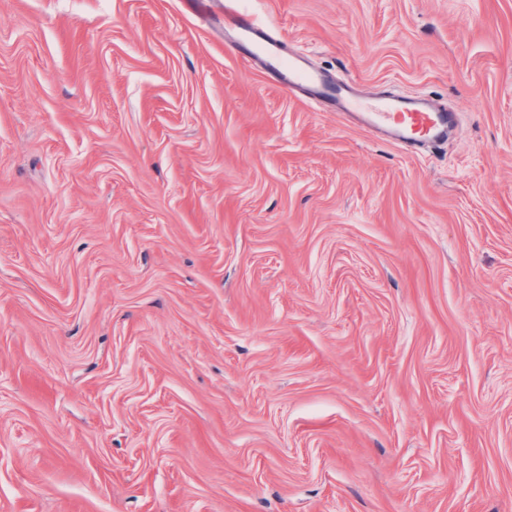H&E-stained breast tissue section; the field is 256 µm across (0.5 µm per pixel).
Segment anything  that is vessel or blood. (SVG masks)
Masks as SVG:
<instances>
[{
  "mask_svg": "<svg viewBox=\"0 0 512 512\" xmlns=\"http://www.w3.org/2000/svg\"><path fill=\"white\" fill-rule=\"evenodd\" d=\"M225 21L234 25L242 42L250 45L255 58L269 69L278 84L291 88L311 87L312 100L337 111L361 115L375 128L387 130L391 139L411 149L424 143L441 146L456 122L455 113L429 108L421 99L391 94L369 102L352 93L349 83L322 78L296 63H284L289 49L285 41L273 36L253 13L238 8L224 11Z\"/></svg>",
  "mask_w": 512,
  "mask_h": 512,
  "instance_id": "vessel-or-blood-1",
  "label": "vessel or blood"
}]
</instances>
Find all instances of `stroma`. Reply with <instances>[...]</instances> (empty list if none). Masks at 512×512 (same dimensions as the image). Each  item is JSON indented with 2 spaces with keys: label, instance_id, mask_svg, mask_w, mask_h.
<instances>
[{
  "label": "stroma",
  "instance_id": "stroma-1",
  "mask_svg": "<svg viewBox=\"0 0 512 512\" xmlns=\"http://www.w3.org/2000/svg\"><path fill=\"white\" fill-rule=\"evenodd\" d=\"M0 0V512H512V0ZM224 20L237 28L240 40L254 49V58L269 68L268 73L276 83L291 88L312 86L310 99L339 112L360 114L368 125L386 129L396 144L407 149L424 143L440 147L448 140V132L456 122L454 112L433 110L421 99L397 94L373 102L362 101L352 94L347 82L309 73L296 62L288 61V67H283L281 58L291 55L287 43L273 36L253 13L225 8Z\"/></svg>",
  "mask_w": 512,
  "mask_h": 512
}]
</instances>
